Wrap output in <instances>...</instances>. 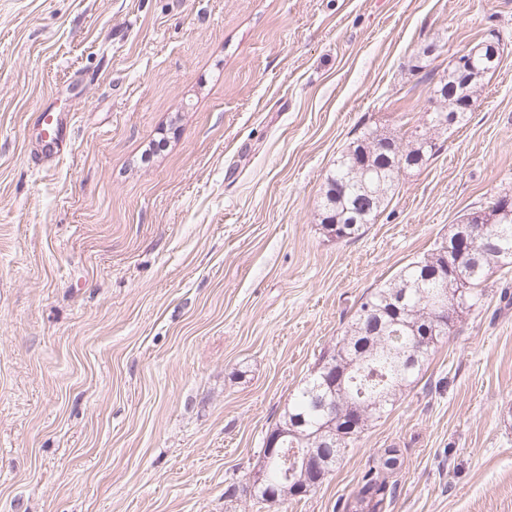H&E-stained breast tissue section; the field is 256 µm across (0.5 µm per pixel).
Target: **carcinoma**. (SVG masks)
Instances as JSON below:
<instances>
[{"label": "carcinoma", "mask_w": 512, "mask_h": 512, "mask_svg": "<svg viewBox=\"0 0 512 512\" xmlns=\"http://www.w3.org/2000/svg\"><path fill=\"white\" fill-rule=\"evenodd\" d=\"M501 60H482L473 71L450 81L440 79L429 102L432 112L423 125L395 135L374 124L336 160L327 176L320 224L338 240H354L375 223L388 197L400 185L402 172L422 166L440 149L441 132L466 123L468 113L480 99L485 80L499 68ZM467 221L480 227L473 236L461 237L466 225L455 224L423 257L408 263L385 284L361 299L347 330L334 346L324 351L317 370L304 380L288 405L280 424L296 428L287 447L303 448L308 438L326 434L329 420L318 410L325 402L336 404V430L363 416L351 433L336 436L330 467L345 459L368 422L382 417L396 396L419 380L436 346L447 339L459 314L485 302L489 276L512 267V217L495 216L490 207L466 214ZM465 250L461 262L457 253ZM440 271L428 281L424 273ZM345 377L341 387L326 383L333 369ZM265 488L277 493L275 504L288 500L278 492L286 482L281 462L265 466ZM386 464L371 467L359 480L352 495L376 497L370 512H390L396 498L397 480Z\"/></svg>", "instance_id": "carcinoma-1"}]
</instances>
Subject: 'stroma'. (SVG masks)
Returning <instances> with one entry per match:
<instances>
[{
	"mask_svg": "<svg viewBox=\"0 0 512 512\" xmlns=\"http://www.w3.org/2000/svg\"><path fill=\"white\" fill-rule=\"evenodd\" d=\"M491 34L466 124L327 236L337 157ZM503 194L512 0H0V512H336L387 448L392 512H512V272L321 487L241 493L361 297ZM38 123L40 126H43L44 124L50 126V131L44 133L42 137L44 155L49 158L59 156L64 139V133L68 126L66 119L61 115L54 117L41 113L38 117Z\"/></svg>",
	"mask_w": 512,
	"mask_h": 512,
	"instance_id": "obj_1",
	"label": "stroma"
}]
</instances>
